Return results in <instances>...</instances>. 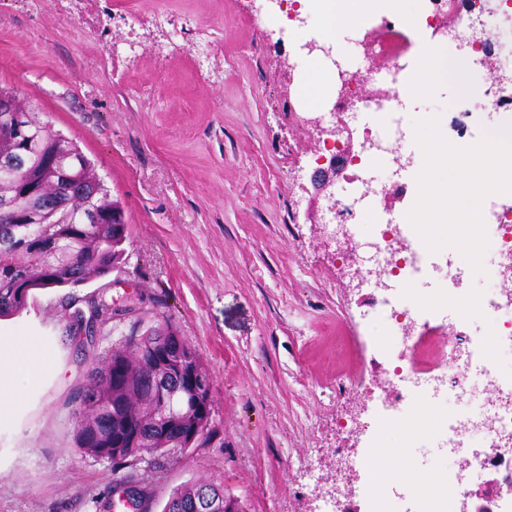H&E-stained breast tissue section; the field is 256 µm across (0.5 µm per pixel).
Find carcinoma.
Masks as SVG:
<instances>
[{
	"instance_id": "cac0c4a2",
	"label": "carcinoma",
	"mask_w": 512,
	"mask_h": 512,
	"mask_svg": "<svg viewBox=\"0 0 512 512\" xmlns=\"http://www.w3.org/2000/svg\"><path fill=\"white\" fill-rule=\"evenodd\" d=\"M29 117L26 137L18 141L4 130L0 118V157L19 151L26 156L27 177L38 181L40 192L30 206L27 224H13L0 210V319L21 314L32 289L64 288L107 275L126 262V224H69L68 214L93 208L114 218L123 217L119 201L110 197L94 171L92 162L71 140L43 123L27 99L15 91L0 89V95ZM54 152L78 159L71 179L63 181L47 170L46 160ZM142 299L106 300L104 293L87 301L89 313L101 333L122 321L133 331L110 349L104 364L86 375L81 407L75 412L74 449L80 455L119 462L132 468L142 454L163 456L175 450L199 447L211 432L210 401L195 402L192 377L208 379L199 351L180 336L163 311L153 313L154 324L143 327ZM61 307L70 311L65 331L83 332V315L76 298L67 293ZM179 388L183 403L176 415L178 426H169L168 410L160 390ZM136 512H150L152 491L146 486L122 490ZM203 500L224 505V487L210 480L188 481L172 490L161 512H196Z\"/></svg>"
}]
</instances>
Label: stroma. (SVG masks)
Returning a JSON list of instances; mask_svg holds the SVG:
<instances>
[{"label":"stroma","instance_id":"obj_1","mask_svg":"<svg viewBox=\"0 0 512 512\" xmlns=\"http://www.w3.org/2000/svg\"><path fill=\"white\" fill-rule=\"evenodd\" d=\"M298 48L254 0H0V86L77 143L129 227L126 263L73 294L126 293L148 314L161 300L202 355L214 419L202 446L133 468L75 453L90 357L130 324L87 354L63 334L62 289L33 290L0 334L24 331L59 371L0 420V512H108L117 475L161 504L173 487L211 479L238 512H318L337 460L365 448L349 421L380 379L378 293L355 285L305 217L322 143L309 113L286 109L297 86L286 58ZM460 108L454 92L433 91L404 130L431 115L448 127ZM468 407L421 397L405 423L381 430L402 451L394 487L407 473L434 481L432 424Z\"/></svg>","mask_w":512,"mask_h":512}]
</instances>
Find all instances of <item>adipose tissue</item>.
I'll return each mask as SVG.
<instances>
[{
  "label": "adipose tissue",
  "instance_id": "1",
  "mask_svg": "<svg viewBox=\"0 0 512 512\" xmlns=\"http://www.w3.org/2000/svg\"><path fill=\"white\" fill-rule=\"evenodd\" d=\"M309 13L303 36L314 35L332 44L335 53H342L346 39L368 25L375 15L397 16L406 26L421 19L418 0H303ZM464 56L447 44H437L427 52L413 70L412 87L403 98L406 103L424 95L429 89L441 88L451 82L463 65ZM299 92L313 109L325 107L334 93L328 85L325 65L313 58H303ZM50 364L38 345L24 335H0V419L9 418L13 409L25 399L28 387L36 385L49 370Z\"/></svg>",
  "mask_w": 512,
  "mask_h": 512
}]
</instances>
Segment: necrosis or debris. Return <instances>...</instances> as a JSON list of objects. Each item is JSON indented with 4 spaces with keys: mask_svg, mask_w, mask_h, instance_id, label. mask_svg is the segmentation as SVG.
<instances>
[{
    "mask_svg": "<svg viewBox=\"0 0 512 512\" xmlns=\"http://www.w3.org/2000/svg\"><path fill=\"white\" fill-rule=\"evenodd\" d=\"M512 17V0H428L420 32L430 43L442 36L438 21L443 15L455 19L458 40L471 41L475 21L488 17L490 10ZM371 51L367 68L348 72L349 91L362 100V109L373 119L362 130L363 139L373 148L346 158L351 182H360V173L374 159L397 153L404 140L402 117L394 107L409 87L411 75L406 61L411 47L409 36L395 20L384 17L364 30ZM373 260L387 277L404 283L421 277H434L440 266L423 247L411 225L372 224ZM430 301H419L406 293L383 296L381 311L383 339L377 354L383 363L387 382H433L434 394L452 393L458 399L490 396L492 402L469 412L441 415L434 423L433 447L449 449L455 461L446 464L433 485L416 489L409 497L408 512H448L463 505L474 485L486 477L512 483V377H505L490 353V342L512 344V303H501L498 292L471 299H457L459 322L478 314L493 325L492 338L463 336L448 341L433 335L425 323ZM361 512H407L394 496L390 481L370 478L353 493Z\"/></svg>",
    "mask_w": 512,
    "mask_h": 512,
    "instance_id": "obj_1",
    "label": "necrosis or debris"
}]
</instances>
